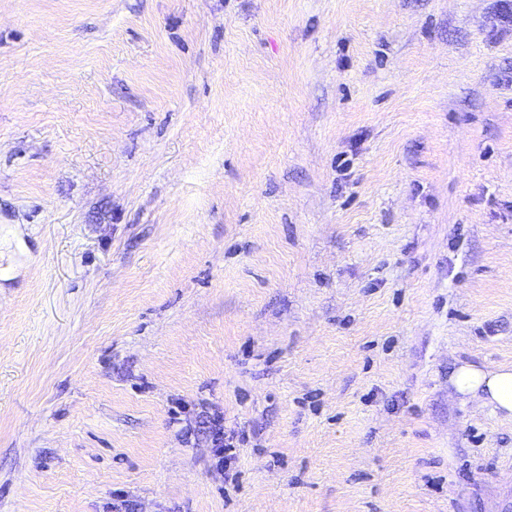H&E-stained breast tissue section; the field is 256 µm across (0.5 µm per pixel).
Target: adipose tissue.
Returning a JSON list of instances; mask_svg holds the SVG:
<instances>
[{
  "label": "adipose tissue",
  "mask_w": 512,
  "mask_h": 512,
  "mask_svg": "<svg viewBox=\"0 0 512 512\" xmlns=\"http://www.w3.org/2000/svg\"><path fill=\"white\" fill-rule=\"evenodd\" d=\"M449 383L461 401H473L512 417V367L491 369L464 363L452 370Z\"/></svg>",
  "instance_id": "adipose-tissue-1"
}]
</instances>
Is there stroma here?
Listing matches in <instances>:
<instances>
[{
  "label": "stroma",
  "instance_id": "stroma-1",
  "mask_svg": "<svg viewBox=\"0 0 512 512\" xmlns=\"http://www.w3.org/2000/svg\"><path fill=\"white\" fill-rule=\"evenodd\" d=\"M464 361L512 0H0V512H512Z\"/></svg>",
  "mask_w": 512,
  "mask_h": 512
}]
</instances>
